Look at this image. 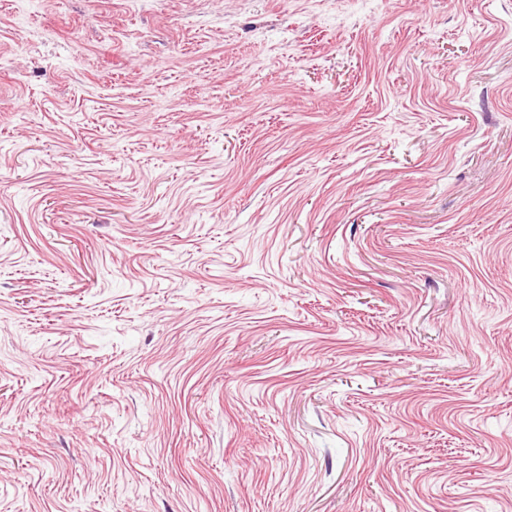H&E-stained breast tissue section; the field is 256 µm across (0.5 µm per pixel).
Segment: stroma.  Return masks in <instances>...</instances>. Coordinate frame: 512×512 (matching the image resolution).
Masks as SVG:
<instances>
[{
    "label": "stroma",
    "mask_w": 512,
    "mask_h": 512,
    "mask_svg": "<svg viewBox=\"0 0 512 512\" xmlns=\"http://www.w3.org/2000/svg\"><path fill=\"white\" fill-rule=\"evenodd\" d=\"M0 512H512V0H0Z\"/></svg>",
    "instance_id": "obj_1"
}]
</instances>
